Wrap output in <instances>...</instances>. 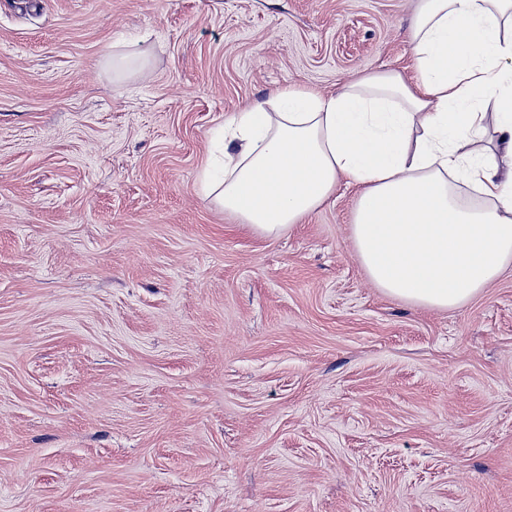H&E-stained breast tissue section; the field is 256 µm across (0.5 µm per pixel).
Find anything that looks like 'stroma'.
<instances>
[{"label": "stroma", "instance_id": "stroma-1", "mask_svg": "<svg viewBox=\"0 0 512 512\" xmlns=\"http://www.w3.org/2000/svg\"><path fill=\"white\" fill-rule=\"evenodd\" d=\"M413 6L0 0V512H512V263L429 309L347 179L280 237L200 191L248 103L407 71Z\"/></svg>", "mask_w": 512, "mask_h": 512}]
</instances>
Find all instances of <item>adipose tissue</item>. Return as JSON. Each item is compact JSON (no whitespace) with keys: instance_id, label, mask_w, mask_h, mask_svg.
Masks as SVG:
<instances>
[{"instance_id":"obj_1","label":"adipose tissue","mask_w":512,"mask_h":512,"mask_svg":"<svg viewBox=\"0 0 512 512\" xmlns=\"http://www.w3.org/2000/svg\"><path fill=\"white\" fill-rule=\"evenodd\" d=\"M410 35L412 75L371 74L328 96L286 86L248 104L224 124L223 177L201 187L278 236L348 179L361 188L350 232L370 280L451 310L512 261V0H416ZM485 100L498 149L479 156Z\"/></svg>"}]
</instances>
